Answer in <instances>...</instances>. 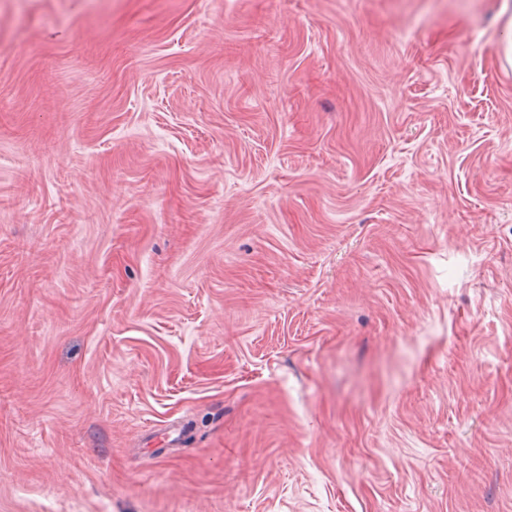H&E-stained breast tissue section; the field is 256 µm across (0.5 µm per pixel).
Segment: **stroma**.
<instances>
[{"instance_id":"stroma-1","label":"stroma","mask_w":512,"mask_h":512,"mask_svg":"<svg viewBox=\"0 0 512 512\" xmlns=\"http://www.w3.org/2000/svg\"><path fill=\"white\" fill-rule=\"evenodd\" d=\"M500 0H0V512H512Z\"/></svg>"}]
</instances>
